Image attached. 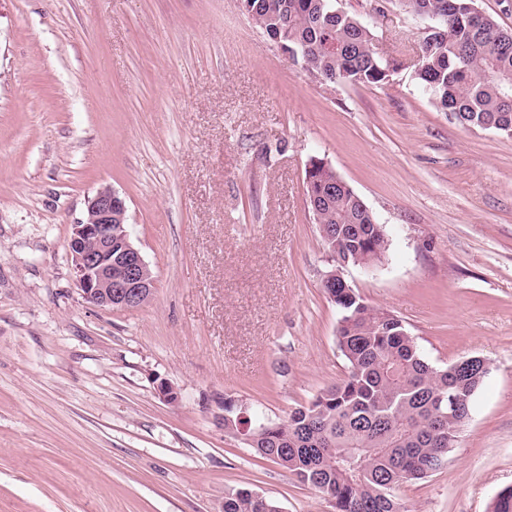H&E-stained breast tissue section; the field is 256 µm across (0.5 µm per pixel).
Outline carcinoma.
<instances>
[{"instance_id":"cac0c4a2","label":"carcinoma","mask_w":512,"mask_h":512,"mask_svg":"<svg viewBox=\"0 0 512 512\" xmlns=\"http://www.w3.org/2000/svg\"><path fill=\"white\" fill-rule=\"evenodd\" d=\"M430 22L414 70L416 84L463 126L512 134V31L476 0H398ZM247 15L268 36H280L314 77L379 85L394 60L374 44L370 28L336 0H247ZM307 198L314 221L326 225L327 251L341 262L374 266L389 250L384 225L350 186L319 198L331 178L314 163ZM341 317L337 345L348 372L282 421L252 423L224 408V430L303 483L331 498L336 512H402L397 487L438 469L469 418L470 402L488 374L479 359L437 367L425 360L397 316L376 309L334 280L323 287ZM224 512H279L270 499L241 488L224 497Z\"/></svg>"}]
</instances>
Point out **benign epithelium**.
Here are the masks:
<instances>
[{
  "instance_id": "obj_1",
  "label": "benign epithelium",
  "mask_w": 512,
  "mask_h": 512,
  "mask_svg": "<svg viewBox=\"0 0 512 512\" xmlns=\"http://www.w3.org/2000/svg\"><path fill=\"white\" fill-rule=\"evenodd\" d=\"M127 207L109 185L87 199L84 218L71 225L68 251L75 283L82 297L105 310H133L154 294L155 279L128 230L112 231L126 223ZM122 274L112 278V266Z\"/></svg>"
}]
</instances>
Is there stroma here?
Masks as SVG:
<instances>
[{
	"label": "stroma",
	"instance_id": "stroma-1",
	"mask_svg": "<svg viewBox=\"0 0 512 512\" xmlns=\"http://www.w3.org/2000/svg\"><path fill=\"white\" fill-rule=\"evenodd\" d=\"M337 6L398 61L384 84L313 77L238 0H0V512H223L240 488L336 512L224 430L225 401L283 420L346 374L315 157L389 240L348 283L431 364H489L447 461L401 503L491 512L512 487V138L416 85L427 20ZM104 185L156 279L134 310L86 303L66 248Z\"/></svg>",
	"mask_w": 512,
	"mask_h": 512
}]
</instances>
